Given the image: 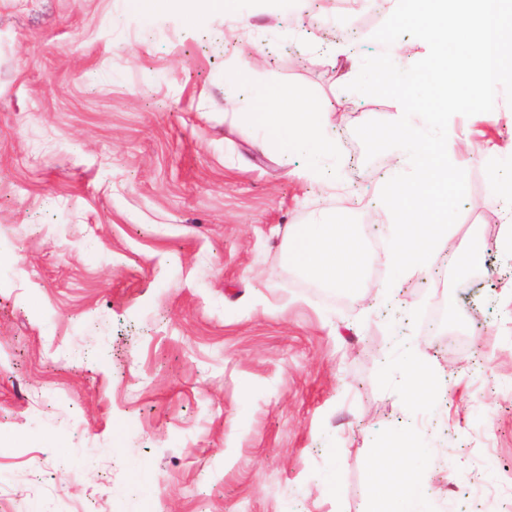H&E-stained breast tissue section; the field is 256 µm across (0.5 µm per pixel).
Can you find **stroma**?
<instances>
[{"instance_id": "1", "label": "stroma", "mask_w": 512, "mask_h": 512, "mask_svg": "<svg viewBox=\"0 0 512 512\" xmlns=\"http://www.w3.org/2000/svg\"><path fill=\"white\" fill-rule=\"evenodd\" d=\"M382 13L0 0V512H373L378 452L408 431L436 512H512V255L488 200L512 128L454 116L460 216L428 274L372 299L388 166L355 129L399 105L339 80L381 52ZM271 86L331 114L335 185L230 128ZM322 219L356 225L362 287L290 264L289 228ZM414 348L444 383L427 399L392 370Z\"/></svg>"}]
</instances>
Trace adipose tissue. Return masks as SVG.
Masks as SVG:
<instances>
[{"label":"adipose tissue","instance_id":"ef3b65f1","mask_svg":"<svg viewBox=\"0 0 512 512\" xmlns=\"http://www.w3.org/2000/svg\"><path fill=\"white\" fill-rule=\"evenodd\" d=\"M249 119L262 131L265 141H283L289 149L307 155L305 176L310 181H320L325 160L336 156L335 143L322 135V113L289 111L282 90L269 88L261 93ZM288 259L328 288L353 287L363 264L355 228L349 224L317 223L296 228L289 237ZM399 443L407 450L408 480L414 489L397 500L381 499L382 512H434L437 492L430 484L427 457L420 453L412 435L401 437Z\"/></svg>","mask_w":512,"mask_h":512}]
</instances>
